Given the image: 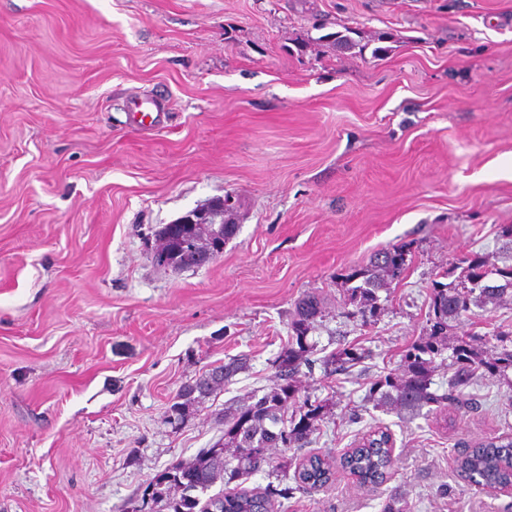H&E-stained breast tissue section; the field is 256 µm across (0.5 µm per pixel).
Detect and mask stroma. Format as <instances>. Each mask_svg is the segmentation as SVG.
<instances>
[{
	"label": "stroma",
	"instance_id": "1",
	"mask_svg": "<svg viewBox=\"0 0 512 512\" xmlns=\"http://www.w3.org/2000/svg\"><path fill=\"white\" fill-rule=\"evenodd\" d=\"M150 98L162 125L136 131ZM232 193L234 236L201 267L157 263L156 234ZM512 0H0V512H133L150 480L263 394L295 303L322 292L301 396L330 406L306 449L274 448L243 488L303 453L394 438L392 477L337 470L280 512H512L468 487L464 444L512 433V385L468 412L376 408L377 376L428 326L431 282L512 256ZM408 265L362 323L341 275L378 250ZM512 293L451 322L494 358ZM355 346L365 359L326 375ZM248 367L172 426L179 389Z\"/></svg>",
	"mask_w": 512,
	"mask_h": 512
}]
</instances>
